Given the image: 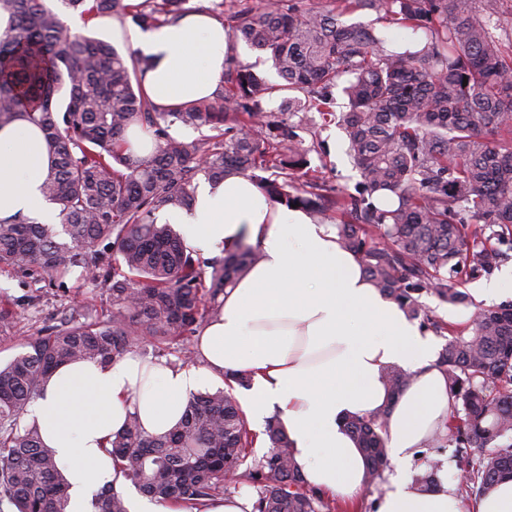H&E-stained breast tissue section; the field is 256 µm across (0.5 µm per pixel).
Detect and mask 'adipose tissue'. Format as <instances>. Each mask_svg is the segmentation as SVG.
Returning a JSON list of instances; mask_svg holds the SVG:
<instances>
[{"instance_id": "1", "label": "adipose tissue", "mask_w": 512, "mask_h": 512, "mask_svg": "<svg viewBox=\"0 0 512 512\" xmlns=\"http://www.w3.org/2000/svg\"><path fill=\"white\" fill-rule=\"evenodd\" d=\"M126 38L150 59L143 85L160 107L212 95L224 78L228 30L207 12L157 29L132 28ZM50 165L37 126L18 120L0 127V219L57 223L41 192ZM158 221L180 225L186 246L199 252H230L244 239L261 259L225 292L220 316L202 329L198 364L130 353L105 365L67 364L49 377L27 417L38 422L63 469L69 512H87L91 495L105 485L127 486L106 446L129 415L146 433L167 431L192 393L233 372L251 377L242 407L254 425L279 414L309 487L343 502L361 494L363 458L344 423L386 406L387 455L397 470L375 512H512V477L471 498L441 472L436 486L416 484L409 465L449 418L448 381L434 365L431 335L366 279L333 225L274 204L245 176L203 184L190 209L162 212ZM392 365L409 375L394 400L384 385Z\"/></svg>"}]
</instances>
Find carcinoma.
<instances>
[{
  "label": "carcinoma",
  "instance_id": "carcinoma-1",
  "mask_svg": "<svg viewBox=\"0 0 512 512\" xmlns=\"http://www.w3.org/2000/svg\"><path fill=\"white\" fill-rule=\"evenodd\" d=\"M92 21L125 15L143 29L173 23L189 0H59ZM506 0H218L231 38L267 56L281 82L230 58L211 97L175 110L158 107L143 87L149 59L120 54L111 43L72 33L48 0H0L8 29L0 34V127L23 118L39 127L53 155L42 185L60 208L62 230L26 217L0 220V266L36 267L54 276L74 267L112 296L104 320L64 319L20 343L0 366V506L11 512H67L68 484L42 440L28 406L59 367L114 362L151 338L194 361L184 342L204 318L220 315L234 287L260 255L245 241L224 257L188 248L162 210L187 208L196 175L255 180L277 204H299L318 221L336 213L342 248L366 277L411 319L448 339L436 367L455 397L431 443L455 447L459 490L480 493L512 476V304L475 308L457 329L430 314L425 294L471 306L462 276L488 273L512 246V40H503ZM373 11L383 28L403 31L391 43L375 27L347 24ZM347 111L339 118L347 153L362 181L355 192L326 188L287 120L265 104L281 97L290 112L333 115L334 89ZM67 89L66 103L57 95ZM177 122L205 124L219 140H179ZM137 125L153 150L134 154L126 133ZM68 237L58 240L60 234ZM389 398L408 382L385 374ZM225 387L187 400L181 420L160 435L137 417L114 435L110 454L132 484L160 502L198 506L243 483L253 512H332L296 467L292 442L275 414L269 451L245 466L258 435ZM387 410L352 416L346 429L367 463L366 484L387 466ZM91 512H128L124 495L101 489Z\"/></svg>",
  "mask_w": 512,
  "mask_h": 512
}]
</instances>
